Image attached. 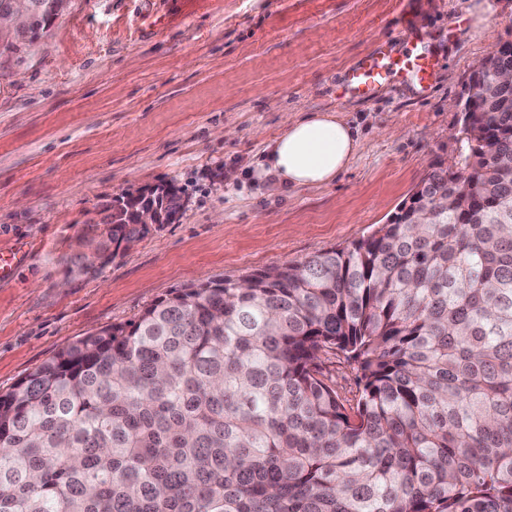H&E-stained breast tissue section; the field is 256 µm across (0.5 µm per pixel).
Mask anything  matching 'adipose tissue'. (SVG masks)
Instances as JSON below:
<instances>
[{
	"label": "adipose tissue",
	"mask_w": 512,
	"mask_h": 512,
	"mask_svg": "<svg viewBox=\"0 0 512 512\" xmlns=\"http://www.w3.org/2000/svg\"><path fill=\"white\" fill-rule=\"evenodd\" d=\"M357 147L353 129L335 113L290 117L266 143L253 175L277 190L322 185L347 168Z\"/></svg>",
	"instance_id": "1"
}]
</instances>
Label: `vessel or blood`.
Masks as SVG:
<instances>
[{"label": "vessel or blood", "mask_w": 512, "mask_h": 512, "mask_svg": "<svg viewBox=\"0 0 512 512\" xmlns=\"http://www.w3.org/2000/svg\"><path fill=\"white\" fill-rule=\"evenodd\" d=\"M433 65L427 55L419 53L403 56L400 68H393L386 53L377 51L353 67L349 72L348 87L351 93L370 96L375 89L389 83L396 73L410 76L418 83H427Z\"/></svg>", "instance_id": "b4317fda"}]
</instances>
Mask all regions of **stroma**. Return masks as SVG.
<instances>
[{"label": "stroma", "mask_w": 512, "mask_h": 512, "mask_svg": "<svg viewBox=\"0 0 512 512\" xmlns=\"http://www.w3.org/2000/svg\"><path fill=\"white\" fill-rule=\"evenodd\" d=\"M512 41V0H69L0 54V392L79 337L173 290L235 280L366 238L458 159L472 74ZM435 61L426 85L369 98L349 70L383 49ZM359 131L323 186L274 193L252 172L287 115ZM174 185L184 207L112 263L70 273L112 199Z\"/></svg>", "instance_id": "35a3bbf8"}]
</instances>
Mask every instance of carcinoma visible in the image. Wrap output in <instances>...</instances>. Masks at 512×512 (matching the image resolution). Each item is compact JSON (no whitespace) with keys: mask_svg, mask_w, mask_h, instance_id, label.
<instances>
[{"mask_svg":"<svg viewBox=\"0 0 512 512\" xmlns=\"http://www.w3.org/2000/svg\"><path fill=\"white\" fill-rule=\"evenodd\" d=\"M465 106L460 169L367 238L172 291L0 393V512H512V87ZM133 201L87 225H111L97 251L148 234ZM153 202L183 208L171 185ZM330 357L329 360L325 361V372H329V376L336 381L343 397L347 399L355 398V395H358L356 371L342 357L340 359H336L334 356Z\"/></svg>","mask_w":512,"mask_h":512,"instance_id":"1","label":"carcinoma"}]
</instances>
